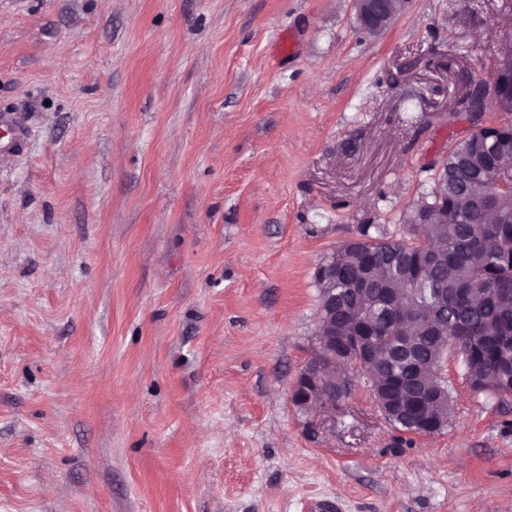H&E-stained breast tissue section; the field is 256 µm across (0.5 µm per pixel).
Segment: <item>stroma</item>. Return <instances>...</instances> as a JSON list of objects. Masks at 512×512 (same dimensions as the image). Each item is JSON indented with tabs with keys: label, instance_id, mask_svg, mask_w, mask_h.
I'll return each mask as SVG.
<instances>
[{
	"label": "stroma",
	"instance_id": "stroma-1",
	"mask_svg": "<svg viewBox=\"0 0 512 512\" xmlns=\"http://www.w3.org/2000/svg\"><path fill=\"white\" fill-rule=\"evenodd\" d=\"M512 18L411 0H0V512H503L512 398L293 406L315 267L429 194ZM408 3V0H354L355 16L364 31L377 35L394 24ZM0 152L13 155L23 154L27 148L28 132L20 117L14 113H0Z\"/></svg>",
	"mask_w": 512,
	"mask_h": 512
}]
</instances>
